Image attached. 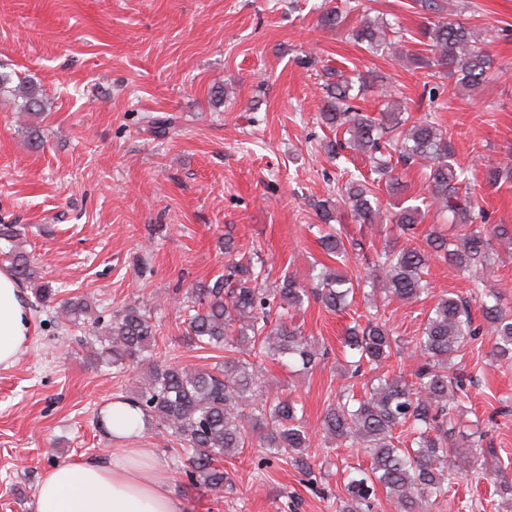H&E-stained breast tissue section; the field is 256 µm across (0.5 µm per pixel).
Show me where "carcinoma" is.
Returning <instances> with one entry per match:
<instances>
[{
  "label": "carcinoma",
  "mask_w": 512,
  "mask_h": 512,
  "mask_svg": "<svg viewBox=\"0 0 512 512\" xmlns=\"http://www.w3.org/2000/svg\"><path fill=\"white\" fill-rule=\"evenodd\" d=\"M429 14L418 32L424 54L403 53L408 34L379 17H372L366 0H348V12L359 20L349 36L373 55H385L398 64H420L428 76L446 87L448 100L463 91L479 89L494 67V59L477 46L474 29L448 18V0H419ZM23 111L42 107L39 91L24 84ZM371 88L370 77L345 76L323 69L324 107L322 124L344 138L326 145L332 158L351 150L366 156L371 171L393 193L404 190L397 166H417L425 175L426 207L448 218L461 233L447 237L428 233L425 244L393 245L376 255L363 293L368 310L365 325L351 328L344 347L355 360L348 362V376L361 375L362 365H379L409 354L417 368L409 380L402 374H383L363 383V394L345 385L329 401L321 421L325 442L361 448L369 454L367 468L348 473L346 496L336 501V512H372L378 489H383L396 512H428V506L448 496L455 480L468 477L486 450L470 435L453 437L454 416L464 413L466 386L455 359L482 351L490 345V359L512 366V313L501 304L502 291L482 288L490 275L491 256H512V226L489 224L487 215L471 192L468 170L455 164L452 135L428 114L414 117L393 100L394 89L377 88L382 100L381 117L364 111L357 102ZM153 133L164 136L175 122L173 116L146 117ZM512 181V167L484 165L482 181L496 186ZM353 221L383 222L382 211L373 205L366 181L350 174L341 188ZM424 218L418 206L399 208L390 223L406 234ZM327 255L346 264L348 250L336 231L321 237ZM448 263L471 279L474 300L479 302L481 322L475 323L471 304L453 293L442 295L424 320L419 334L409 340L393 335L377 295L408 303L428 296L427 274L432 258ZM7 261L16 279L31 285L36 301L56 303L62 322L78 325L92 311L83 297L56 300L52 282L43 280L26 254L9 249ZM264 261L258 253L240 255L227 264L213 283L195 288L185 340L198 349L222 350L224 361L209 369L160 362L156 359L159 329L149 309L133 304L112 319L108 334L98 338L90 357L116 374L130 366L144 368L137 392L126 401L138 407L146 427L168 434L182 447L187 478L207 490L221 493L232 487L229 471L220 461L236 456L249 445L265 449L257 462L262 469L277 461L290 463L305 475L313 473L309 454L312 432L305 423L297 399L265 390L261 365L267 360L288 367L313 368L320 358L318 346L288 323L289 310L309 298L306 289L288 276L279 287H261ZM316 299L331 311L349 307L354 288L347 276L321 265Z\"/></svg>",
  "instance_id": "obj_1"
}]
</instances>
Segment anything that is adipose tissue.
<instances>
[{
    "label": "adipose tissue",
    "mask_w": 512,
    "mask_h": 512,
    "mask_svg": "<svg viewBox=\"0 0 512 512\" xmlns=\"http://www.w3.org/2000/svg\"><path fill=\"white\" fill-rule=\"evenodd\" d=\"M31 313L16 280L0 270V368L31 339ZM34 512H184L153 449L118 447L101 458L54 466L43 476Z\"/></svg>",
    "instance_id": "1"
}]
</instances>
